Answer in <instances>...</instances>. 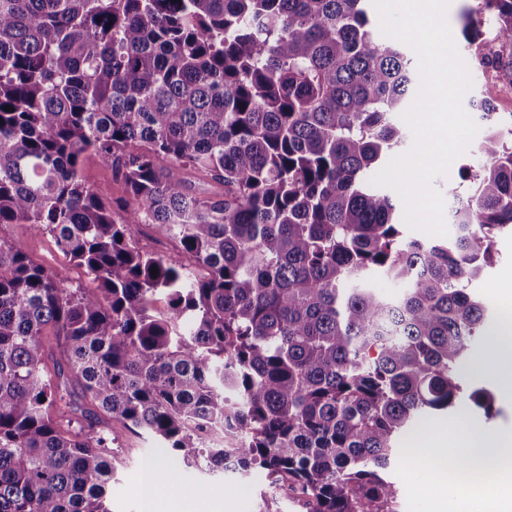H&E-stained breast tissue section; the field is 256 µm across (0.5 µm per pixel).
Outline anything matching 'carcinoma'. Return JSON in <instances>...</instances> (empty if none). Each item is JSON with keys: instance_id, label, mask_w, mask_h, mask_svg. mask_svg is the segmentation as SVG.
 Returning a JSON list of instances; mask_svg holds the SVG:
<instances>
[{"instance_id": "1", "label": "carcinoma", "mask_w": 512, "mask_h": 512, "mask_svg": "<svg viewBox=\"0 0 512 512\" xmlns=\"http://www.w3.org/2000/svg\"><path fill=\"white\" fill-rule=\"evenodd\" d=\"M366 2L0 0V225L51 234L95 283L0 239V512H111L114 422L174 463L260 471L308 512H399L404 435L499 413L464 383L507 328L470 283L512 231L493 104L512 41L482 52L489 130L458 234L426 244L365 181L416 98L413 59ZM482 15L512 33V0H479L469 44ZM88 155L124 184L119 221ZM143 224L180 252L140 248ZM375 274L402 296L345 287ZM45 336L63 350L51 371ZM448 461L474 470L463 448Z\"/></svg>"}]
</instances>
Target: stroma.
<instances>
[{"label":"stroma","instance_id":"obj_1","mask_svg":"<svg viewBox=\"0 0 512 512\" xmlns=\"http://www.w3.org/2000/svg\"><path fill=\"white\" fill-rule=\"evenodd\" d=\"M480 143V138H473L467 150L452 162L447 175L434 180L433 185L442 193L446 205H454L457 198L470 194V183L463 178L461 169L479 163ZM0 238L21 239L28 251L49 266L64 285L86 284L82 268L58 250L50 234L5 226L0 228ZM496 249L495 264L474 280L470 288L490 311L504 313L512 310V234L501 233ZM490 383L501 416L488 420L481 413L471 411L433 417L415 435L400 441L401 460L390 472L392 480L403 490L399 512H436L438 449L456 447L463 433L472 429L489 435L512 432V397L504 394L499 375H492ZM156 446L149 434L118 430L112 453V512H144L137 480L143 460L153 457ZM168 483L170 497L190 503L194 512H203L211 503L218 504L222 512H306L301 501L270 488L264 475L258 472L245 477L181 464L170 468Z\"/></svg>","mask_w":512,"mask_h":512}]
</instances>
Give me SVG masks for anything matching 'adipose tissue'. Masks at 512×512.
<instances>
[{"label": "adipose tissue", "mask_w": 512, "mask_h": 512, "mask_svg": "<svg viewBox=\"0 0 512 512\" xmlns=\"http://www.w3.org/2000/svg\"><path fill=\"white\" fill-rule=\"evenodd\" d=\"M437 483L447 512H512V476L503 470L489 472L480 488L448 482V459L438 456Z\"/></svg>", "instance_id": "ef3b65f1"}]
</instances>
